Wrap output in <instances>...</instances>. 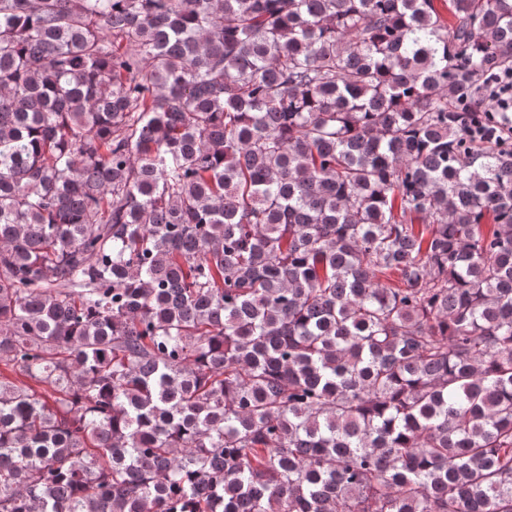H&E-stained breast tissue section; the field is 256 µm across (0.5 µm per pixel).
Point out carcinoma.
<instances>
[{
    "label": "carcinoma",
    "mask_w": 512,
    "mask_h": 512,
    "mask_svg": "<svg viewBox=\"0 0 512 512\" xmlns=\"http://www.w3.org/2000/svg\"><path fill=\"white\" fill-rule=\"evenodd\" d=\"M448 2L0 0V512H512V0Z\"/></svg>",
    "instance_id": "obj_1"
}]
</instances>
